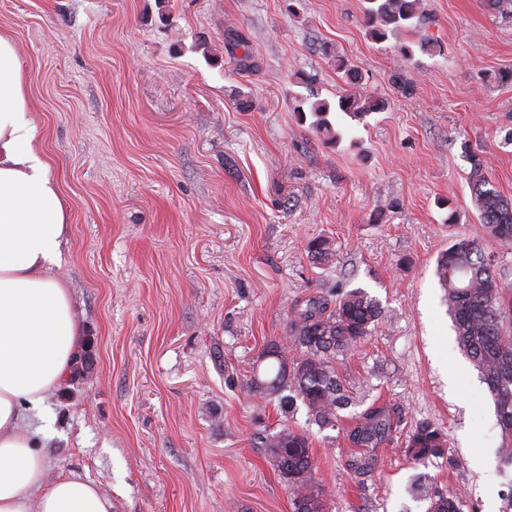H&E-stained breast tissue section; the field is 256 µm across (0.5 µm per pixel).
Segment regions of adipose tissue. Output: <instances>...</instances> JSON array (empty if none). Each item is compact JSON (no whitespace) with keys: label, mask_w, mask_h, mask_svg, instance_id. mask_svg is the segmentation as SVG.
Returning <instances> with one entry per match:
<instances>
[{"label":"adipose tissue","mask_w":512,"mask_h":512,"mask_svg":"<svg viewBox=\"0 0 512 512\" xmlns=\"http://www.w3.org/2000/svg\"><path fill=\"white\" fill-rule=\"evenodd\" d=\"M28 112L20 57L0 34V512H112L93 482H44L38 433L25 423V410L69 378L81 334L55 273L69 209Z\"/></svg>","instance_id":"ef3b65f1"}]
</instances>
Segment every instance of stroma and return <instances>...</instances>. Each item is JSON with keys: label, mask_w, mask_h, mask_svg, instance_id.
<instances>
[{"label": "stroma", "mask_w": 512, "mask_h": 512, "mask_svg": "<svg viewBox=\"0 0 512 512\" xmlns=\"http://www.w3.org/2000/svg\"><path fill=\"white\" fill-rule=\"evenodd\" d=\"M424 4L432 55L410 28L372 41L364 0H0L69 207L57 273L83 327L69 382L26 415L47 477L93 481L112 512H291L253 441L289 426L310 438L328 512H426L428 490L459 494L463 512H512L494 401L437 276L441 251L477 239L512 303V248L488 240L469 180L476 153L512 199V84L492 79L512 70V19L483 0ZM232 33L255 69L230 63ZM400 43L415 48L405 65ZM339 56L385 107L330 112L328 145L297 109L337 103ZM317 237L333 262L312 263ZM354 289L383 318L336 359L356 397L336 428L247 389L297 300ZM375 403L399 423L357 476L347 432ZM421 420L444 430L447 455L416 467L403 449Z\"/></svg>", "instance_id": "1"}]
</instances>
